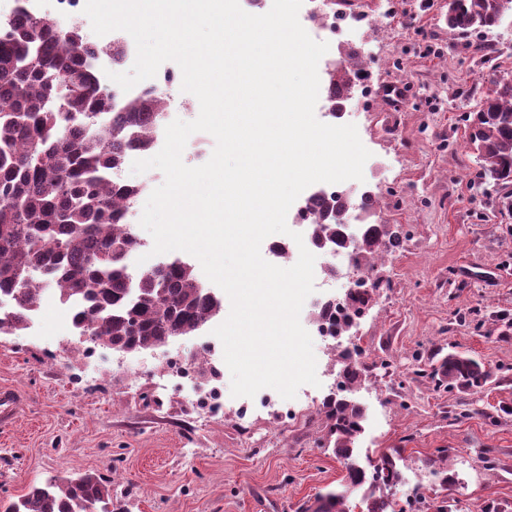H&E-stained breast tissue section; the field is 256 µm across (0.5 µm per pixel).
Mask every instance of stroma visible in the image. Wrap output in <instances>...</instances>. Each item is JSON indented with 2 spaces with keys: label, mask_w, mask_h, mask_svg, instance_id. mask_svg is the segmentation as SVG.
I'll return each mask as SVG.
<instances>
[{
  "label": "stroma",
  "mask_w": 512,
  "mask_h": 512,
  "mask_svg": "<svg viewBox=\"0 0 512 512\" xmlns=\"http://www.w3.org/2000/svg\"><path fill=\"white\" fill-rule=\"evenodd\" d=\"M334 3L366 11L368 23L341 28L327 59L355 48L380 88L400 91L372 104L354 98L342 118L371 153L363 180L347 183L353 199L369 193L370 223L402 235L377 257L386 287L351 330L371 363L356 394L365 409L357 455L364 463L402 449L400 506L418 488L452 512H512V374H494L475 395L438 390L412 374L415 355L439 350L512 366V336H500L512 321V217L499 213L494 187L479 180L461 120L493 76L512 78V15L483 34L499 49L487 65L470 50L473 36L449 29L444 0ZM213 340L207 325L88 365L56 292L45 290L29 329L0 335V390L21 395L0 413V498L89 469L111 479L128 512H298L339 489L342 468L319 445L335 350L313 342L320 384L299 388L303 417L258 412L243 427L236 397L225 395L223 418L208 419L177 379L160 372L169 357H194ZM430 457L454 475L453 485L430 483Z\"/></svg>",
  "instance_id": "obj_1"
}]
</instances>
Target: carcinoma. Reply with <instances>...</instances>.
Returning <instances> with one entry per match:
<instances>
[{"label": "carcinoma", "mask_w": 512, "mask_h": 512, "mask_svg": "<svg viewBox=\"0 0 512 512\" xmlns=\"http://www.w3.org/2000/svg\"><path fill=\"white\" fill-rule=\"evenodd\" d=\"M505 14L499 0H448L446 21L465 36L498 26ZM359 71L356 53L346 52L329 80L342 101ZM491 84L497 91L485 95L483 110L466 115V128L480 161L479 179L496 187L512 215V81ZM163 108L158 97L133 101L123 119L112 122V98L99 84L78 27L62 30L47 17L23 13L0 33V294L14 301L9 312H0V332L25 329L49 287L62 302L81 303L73 322L78 335L124 353L192 336L221 313L223 299L198 284L192 265H158L134 276L126 263L141 246L123 223L138 189L113 181L112 171L123 163L128 144L147 146L157 138ZM351 207L348 196L308 198L309 241L318 248L344 247ZM399 241L388 224L365 225L357 242L365 267L374 269L382 247ZM339 364L346 384L323 402L321 413L324 439L345 470L342 489L301 512H354L355 494L365 512H403L394 498L402 450L382 452L366 466L357 458L365 411L353 393L367 369L345 359ZM414 375L438 390L477 394L493 370L455 351L430 355ZM4 512L126 510L113 500L112 485L88 470L33 484Z\"/></svg>", "instance_id": "carcinoma-1"}]
</instances>
